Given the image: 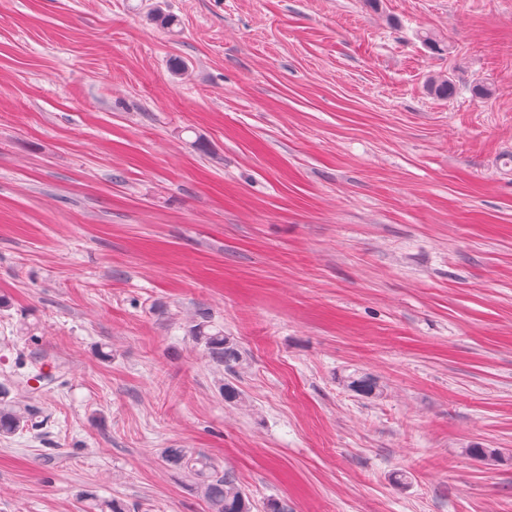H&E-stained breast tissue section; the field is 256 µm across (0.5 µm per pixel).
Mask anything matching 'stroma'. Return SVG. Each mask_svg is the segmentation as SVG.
<instances>
[{
	"label": "stroma",
	"instance_id": "stroma-1",
	"mask_svg": "<svg viewBox=\"0 0 512 512\" xmlns=\"http://www.w3.org/2000/svg\"><path fill=\"white\" fill-rule=\"evenodd\" d=\"M0 297V512H512V0H0ZM192 328V336L203 343L211 358L224 363L227 371H233L234 365L240 358V352L235 343L228 336H224L223 331L212 332L211 325L206 320L197 322ZM9 389L0 385V436L8 437L14 434L17 430L25 425H28L31 429L42 425L41 422H33L35 413L33 410H29L27 413H23L20 410L15 409H1V405L8 406ZM29 422V424H28ZM160 457L195 479L211 512H251V503L235 474L219 468L205 454L187 448H163Z\"/></svg>",
	"mask_w": 512,
	"mask_h": 512
}]
</instances>
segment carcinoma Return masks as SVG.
Masks as SVG:
<instances>
[{
	"instance_id": "1",
	"label": "carcinoma",
	"mask_w": 512,
	"mask_h": 512,
	"mask_svg": "<svg viewBox=\"0 0 512 512\" xmlns=\"http://www.w3.org/2000/svg\"><path fill=\"white\" fill-rule=\"evenodd\" d=\"M430 94L446 99L453 95L451 82L443 77H434L427 81ZM192 335L203 343L212 359L224 364L227 371H233L239 361L240 352L235 343L224 335V332L212 331L208 321L201 320L193 325ZM9 389L0 385V436L8 437L27 425L31 428L40 426L33 421L34 411L23 413L19 410L8 409ZM161 459L167 464L183 471L195 479L209 504L211 512H251V503L235 474L216 466L206 455L195 453L187 448H163ZM87 502V512H123V508L115 501L103 499L92 492L82 494Z\"/></svg>"
}]
</instances>
